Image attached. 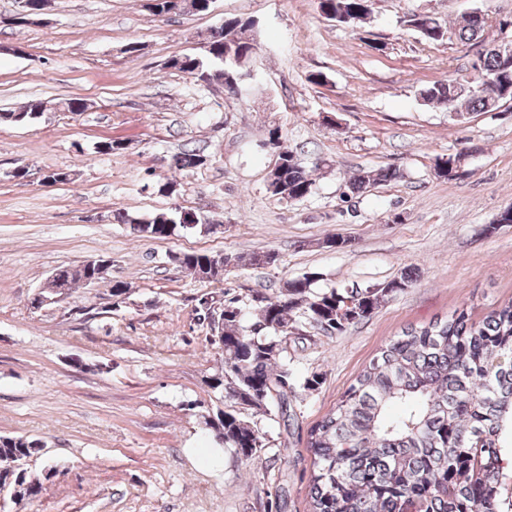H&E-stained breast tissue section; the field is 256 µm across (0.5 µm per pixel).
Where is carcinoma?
<instances>
[{
	"mask_svg": "<svg viewBox=\"0 0 512 512\" xmlns=\"http://www.w3.org/2000/svg\"><path fill=\"white\" fill-rule=\"evenodd\" d=\"M370 0H320L329 20L342 15H369ZM250 20L224 21V33L208 34L206 53L184 54L168 66L210 86L224 82V70L250 52ZM425 40L444 35L461 43L477 38V20L467 16L456 28L443 29L424 16ZM497 80L494 89L462 92L470 79L450 76L421 91L426 103L452 104L456 120L472 112H494L499 91L512 87V55L487 51L474 64ZM45 111L29 102L19 112H0V122L30 123ZM272 177V195L292 202L313 193L315 181L284 150ZM203 156H172L177 168L200 166ZM399 177L390 168L362 170L347 182L352 194L369 185ZM182 214L161 213L145 222L127 213L115 220L128 224L139 238L163 239V226L181 223ZM171 260L195 278L209 282L218 275L216 256L201 251L175 253ZM65 291L103 278L98 268L56 269ZM314 276L289 279L273 296L250 294V312L240 299L224 300V322L216 328L224 361L209 378L212 390L263 417L277 412L285 430L293 421L284 380L291 375L288 351L275 346L286 336L302 338L310 326L338 334L370 317L408 286L405 276L376 288H315ZM223 446L251 461L261 451L265 434L235 412H224ZM40 441L0 436V490L22 485L18 500L33 501L43 482L29 474L24 462L39 455ZM307 448L312 462L307 512H502L500 487L504 449L512 448V302L492 310L481 322L462 310L444 320L411 327L381 347L339 397L333 409L310 429Z\"/></svg>",
	"mask_w": 512,
	"mask_h": 512,
	"instance_id": "1",
	"label": "carcinoma"
}]
</instances>
